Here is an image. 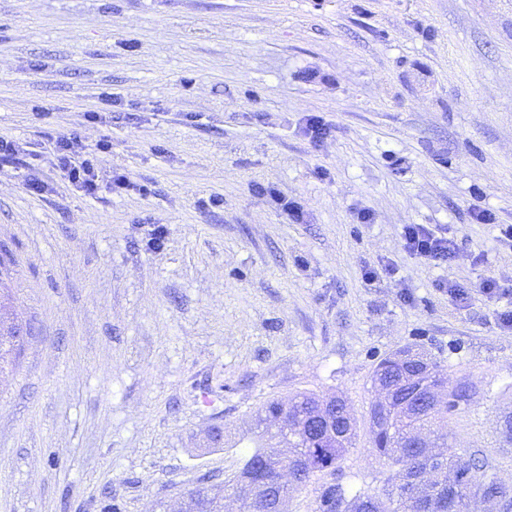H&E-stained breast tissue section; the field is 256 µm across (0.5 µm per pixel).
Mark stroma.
I'll list each match as a JSON object with an SVG mask.
<instances>
[{
  "mask_svg": "<svg viewBox=\"0 0 512 512\" xmlns=\"http://www.w3.org/2000/svg\"><path fill=\"white\" fill-rule=\"evenodd\" d=\"M62 137L110 141L96 196ZM0 138V302L31 327L0 365V512H177L299 392L347 400L337 478L380 490L370 376L406 346L472 384L449 443L512 483V328L482 292L512 289V0H0ZM407 224L456 258L405 252ZM54 155L71 184L86 196L100 189V176L94 163V150L84 147L76 138L56 140ZM403 248L425 263L439 265L447 263L456 255L453 238L438 235L424 224H407L402 231Z\"/></svg>",
  "mask_w": 512,
  "mask_h": 512,
  "instance_id": "35a3bbf8",
  "label": "stroma"
}]
</instances>
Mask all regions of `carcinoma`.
Masks as SVG:
<instances>
[{
    "label": "carcinoma",
    "mask_w": 512,
    "mask_h": 512,
    "mask_svg": "<svg viewBox=\"0 0 512 512\" xmlns=\"http://www.w3.org/2000/svg\"><path fill=\"white\" fill-rule=\"evenodd\" d=\"M23 329L14 322L0 334V362L16 350L11 336ZM372 385L397 384L399 398L425 397L422 385L440 387L436 363L427 354L411 349L383 358L371 376ZM472 387L448 391V399L435 406L421 405L420 412L391 415L384 422L383 409L371 405L369 433L372 452L387 461L390 474L378 492L352 491L340 483L322 484L314 512H468L471 502L492 498L497 512H512V484L497 479L492 455L476 450L460 455L449 448L443 435L413 447V434L433 433L448 425V412L468 400ZM287 424L275 438L288 444V459L267 454L265 434L253 440L254 449L243 456L240 467L224 479V489L243 498L245 512H271L277 493L289 486H305L328 470H336L356 439L355 419L347 401L310 392L295 395L284 404L267 401L255 414L256 427L267 418ZM291 477L282 481L283 473ZM222 497L202 479L186 492L185 512H222Z\"/></svg>",
    "instance_id": "carcinoma-1"
}]
</instances>
